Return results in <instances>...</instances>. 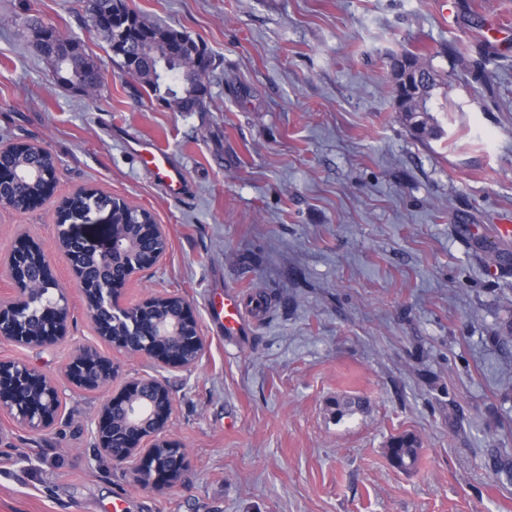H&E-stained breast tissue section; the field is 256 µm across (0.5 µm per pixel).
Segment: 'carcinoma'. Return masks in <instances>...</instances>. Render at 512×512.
I'll return each mask as SVG.
<instances>
[{
    "label": "carcinoma",
    "instance_id": "obj_1",
    "mask_svg": "<svg viewBox=\"0 0 512 512\" xmlns=\"http://www.w3.org/2000/svg\"><path fill=\"white\" fill-rule=\"evenodd\" d=\"M88 11H95L108 22H117V27L124 29L125 47L119 52H112L118 67L134 77L144 93L151 99L169 103L175 98L184 103L185 112L207 111L209 94L206 82L207 73H198L189 83L183 82L182 74L174 71L162 74V61L171 64V68L194 63L197 56L207 54L204 45L196 42L183 31L144 20L129 8L126 0H90ZM22 27L28 33H47L48 41L55 50V55L47 57L58 80L72 84L87 78L96 79V86L102 80L98 67L86 54L81 40L74 36L63 35L55 26L43 22L37 17H27ZM411 55L393 58V67L399 68L398 79L408 80L410 105L406 116L417 136L438 135L435 127L429 125L427 103L432 92L439 85L437 74L430 68L420 74L412 71L409 60ZM34 145L15 146L0 157V166L11 175L10 183L4 185L0 204L15 207L25 197H40L45 189L43 174H35L31 168ZM112 223L123 225L124 236L139 237L142 227L126 220L124 211L115 210ZM54 303L50 294L33 299L23 304L21 311L29 325L36 331L46 328L43 311ZM387 454L394 466L401 470L413 468L419 458V441L413 435H401L390 440Z\"/></svg>",
    "mask_w": 512,
    "mask_h": 512
}]
</instances>
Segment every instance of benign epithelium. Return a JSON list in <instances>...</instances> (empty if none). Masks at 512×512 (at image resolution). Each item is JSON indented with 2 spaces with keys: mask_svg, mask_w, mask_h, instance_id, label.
I'll list each match as a JSON object with an SVG mask.
<instances>
[{
  "mask_svg": "<svg viewBox=\"0 0 512 512\" xmlns=\"http://www.w3.org/2000/svg\"><path fill=\"white\" fill-rule=\"evenodd\" d=\"M88 197L87 192L75 194L60 207L55 224L56 242L69 244L103 264L112 261L118 252L129 257L123 274L99 285L89 284L79 265H70V270L87 297L90 319L106 342L129 355H142L152 364V373L126 381L122 390L100 407L91 422V433L97 451L113 463L125 466L136 484L144 489H159L183 480L187 473L185 448L167 434L173 409L167 374L192 368L201 355L203 342L193 310L184 299L168 318H156L147 325L142 323L143 312L152 307L154 299L131 306L118 304L114 285L127 284L138 271L154 266L162 258L164 251L157 242H167L166 232L160 224H147L145 239L133 247L110 223L105 247H92L76 233L69 220L88 214L93 207L111 212L116 207H92L86 201ZM20 244L19 248H11L8 257L7 276L14 303L0 304V337L22 346L59 342L68 333L67 314L62 307L56 306L49 312L47 331L39 336L27 330L18 313L19 302L45 288L58 286L43 250L28 240ZM90 353V349L79 350L66 366L65 375L77 387L98 390L110 384L116 368L99 356L88 359ZM61 405L63 396L54 381L24 362L0 360V411L11 416L16 424L31 431L46 430L56 422ZM118 407L125 414L121 432L113 423V412ZM160 448L173 452L178 471L163 463L158 455Z\"/></svg>",
  "mask_w": 512,
  "mask_h": 512,
  "instance_id": "benign-epithelium-1",
  "label": "benign epithelium"
}]
</instances>
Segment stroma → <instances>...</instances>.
<instances>
[{
  "label": "stroma",
  "instance_id": "obj_1",
  "mask_svg": "<svg viewBox=\"0 0 512 512\" xmlns=\"http://www.w3.org/2000/svg\"><path fill=\"white\" fill-rule=\"evenodd\" d=\"M212 58L203 112L141 95L83 23L88 0H0V145L48 149L49 199L0 206V257L30 234L69 308L66 340L0 359L50 376L65 406L34 432L0 413V512H512V0H128ZM78 36L103 84L58 81L14 17ZM439 76L438 136L416 137L395 104L392 57ZM155 139L190 191L168 198L116 131ZM94 188L149 211L162 259L120 290L132 305L176 293L204 348L170 378L169 432L188 480L137 486L93 448L91 418L148 363L96 335L55 211ZM506 259L490 268L489 247ZM265 299L246 343L208 319L215 283ZM111 356L108 386L82 391L64 367L79 348ZM363 408L337 413L342 400ZM412 434L419 462L386 453ZM386 448L387 454L394 466L401 470L413 468L419 458V441L413 435H401L392 438Z\"/></svg>",
  "mask_w": 512,
  "mask_h": 512
}]
</instances>
